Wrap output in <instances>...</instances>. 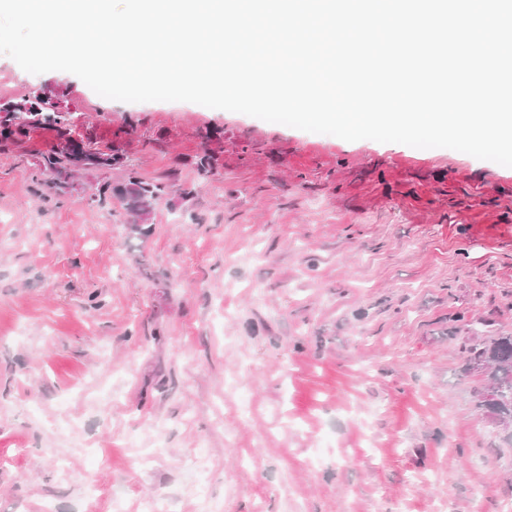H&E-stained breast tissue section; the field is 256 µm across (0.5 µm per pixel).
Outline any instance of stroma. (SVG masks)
<instances>
[{
	"instance_id": "stroma-1",
	"label": "stroma",
	"mask_w": 512,
	"mask_h": 512,
	"mask_svg": "<svg viewBox=\"0 0 512 512\" xmlns=\"http://www.w3.org/2000/svg\"><path fill=\"white\" fill-rule=\"evenodd\" d=\"M62 90L170 192L44 185L0 154V512H502L512 443L465 348L512 336V167L190 102L126 103L0 55V106ZM224 133L205 177L200 134ZM111 449L96 469L78 447Z\"/></svg>"
}]
</instances>
